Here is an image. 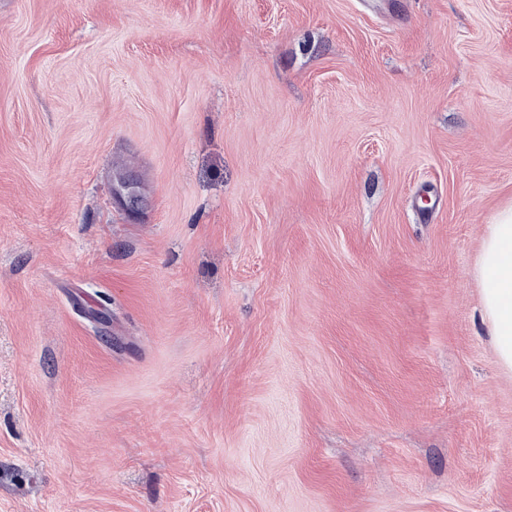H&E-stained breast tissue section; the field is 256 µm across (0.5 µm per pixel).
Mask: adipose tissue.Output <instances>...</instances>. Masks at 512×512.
I'll use <instances>...</instances> for the list:
<instances>
[{"instance_id":"1","label":"adipose tissue","mask_w":512,"mask_h":512,"mask_svg":"<svg viewBox=\"0 0 512 512\" xmlns=\"http://www.w3.org/2000/svg\"><path fill=\"white\" fill-rule=\"evenodd\" d=\"M481 316L501 367L512 373V201L486 225L476 269Z\"/></svg>"}]
</instances>
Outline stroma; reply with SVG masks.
Masks as SVG:
<instances>
[{
    "mask_svg": "<svg viewBox=\"0 0 512 512\" xmlns=\"http://www.w3.org/2000/svg\"><path fill=\"white\" fill-rule=\"evenodd\" d=\"M360 2L0 0V512H512V0ZM476 273L482 286V322L501 367L512 373V201L486 224Z\"/></svg>",
    "mask_w": 512,
    "mask_h": 512,
    "instance_id": "1",
    "label": "stroma"
}]
</instances>
